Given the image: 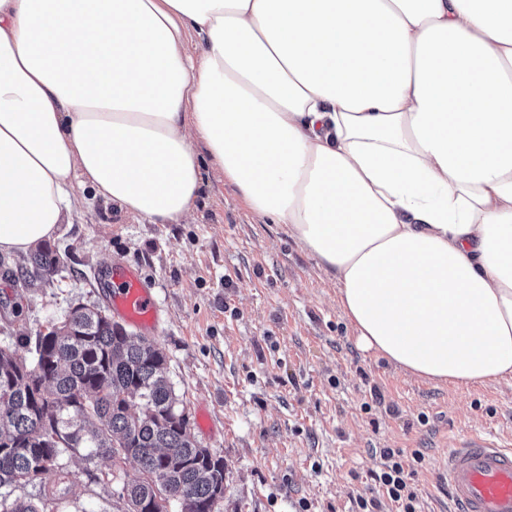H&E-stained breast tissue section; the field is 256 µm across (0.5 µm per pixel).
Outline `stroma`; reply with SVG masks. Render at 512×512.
<instances>
[{"label": "stroma", "instance_id": "35a3bbf8", "mask_svg": "<svg viewBox=\"0 0 512 512\" xmlns=\"http://www.w3.org/2000/svg\"><path fill=\"white\" fill-rule=\"evenodd\" d=\"M194 148L203 185L193 222L151 224L79 188L51 241L57 275L0 254V346L74 306L107 307L106 274L139 269L192 431L224 458L221 512H351L356 497L376 494L382 448L418 455L419 512H448L447 488L431 479L436 461L471 431L512 436V384L429 382L363 350L335 275L286 225L255 215L202 142ZM65 460L81 492L48 512H122L118 492L135 462L107 485L82 455Z\"/></svg>", "mask_w": 512, "mask_h": 512}]
</instances>
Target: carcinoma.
<instances>
[{
	"label": "carcinoma",
	"instance_id": "carcinoma-1",
	"mask_svg": "<svg viewBox=\"0 0 512 512\" xmlns=\"http://www.w3.org/2000/svg\"><path fill=\"white\" fill-rule=\"evenodd\" d=\"M59 263L48 245L31 255L38 274ZM81 451L105 484L137 463L125 512H220L224 457L191 432L166 353L85 305L39 333L30 358L0 347V512H46L53 486H75L64 455ZM36 479L52 484L42 499L12 498Z\"/></svg>",
	"mask_w": 512,
	"mask_h": 512
}]
</instances>
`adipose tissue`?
<instances>
[{"label": "adipose tissue", "mask_w": 512, "mask_h": 512, "mask_svg": "<svg viewBox=\"0 0 512 512\" xmlns=\"http://www.w3.org/2000/svg\"><path fill=\"white\" fill-rule=\"evenodd\" d=\"M197 140L363 349L512 381V0H0V252L78 185L188 221Z\"/></svg>", "instance_id": "ef3b65f1"}]
</instances>
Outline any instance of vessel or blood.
<instances>
[{"label": "vessel or blood", "instance_id": "b4317fda", "mask_svg": "<svg viewBox=\"0 0 512 512\" xmlns=\"http://www.w3.org/2000/svg\"><path fill=\"white\" fill-rule=\"evenodd\" d=\"M112 309L144 336L160 320L154 295L133 269L113 271ZM436 480L447 486L452 512H512V446L486 432L469 433L439 459Z\"/></svg>", "mask_w": 512, "mask_h": 512}]
</instances>
